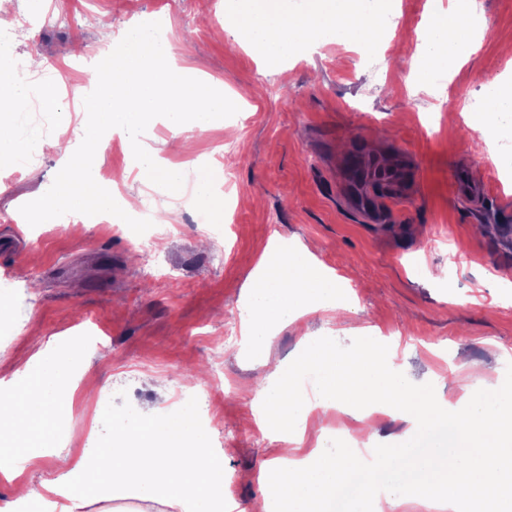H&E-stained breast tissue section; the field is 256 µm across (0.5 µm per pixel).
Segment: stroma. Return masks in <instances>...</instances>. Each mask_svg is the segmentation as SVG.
<instances>
[{"label": "stroma", "mask_w": 512, "mask_h": 512, "mask_svg": "<svg viewBox=\"0 0 512 512\" xmlns=\"http://www.w3.org/2000/svg\"><path fill=\"white\" fill-rule=\"evenodd\" d=\"M224 2L0 0L1 9L35 20L13 52L57 63L31 81L29 106L10 130L32 145L27 168L11 180L9 164H0V294L11 304L0 320V377L48 343L80 336L96 379L91 392L76 391L54 455L27 470L28 480L51 477L58 456L77 458L111 442L112 419L100 413L99 396L126 412L161 408L148 377L191 392L192 374L217 366L223 395L209 426L225 439L226 495L242 508L259 498L261 486L241 476L279 453L258 425L256 391L270 369L241 345L225 346L224 336L240 327L244 285L277 238L315 244L317 260L344 281L351 310L341 322L318 312L281 327L272 363L289 362L304 336H331L345 348L370 328L397 341L396 363L417 389L449 386L459 369L492 383L512 378V172L493 129L479 130L462 111L470 101L484 107L487 84L512 80V54L502 50L512 42V0H476L473 22L486 29L441 88L404 62L422 41L431 7L448 0H380L391 26L379 44H327L275 69L225 33ZM50 9L66 23L44 26L40 17ZM144 18L170 24L177 73L223 87L232 106L223 124L181 133V149L169 157L187 171L202 159L223 168L215 187L224 197L223 237L202 232L183 197L140 180L125 135L103 146L96 162L116 176L123 196L180 207L181 223L159 239L157 253L80 212L72 224L21 221L29 201L55 187L62 157L42 147L56 143L70 113L82 112L72 88L90 83L99 47ZM46 77L62 85L50 111L37 94ZM72 129L84 139V123ZM357 144L414 161L408 198L378 200L373 222L341 188L343 159ZM459 171L483 199L457 195Z\"/></svg>", "instance_id": "35a3bbf8"}]
</instances>
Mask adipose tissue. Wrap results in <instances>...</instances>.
Listing matches in <instances>:
<instances>
[{"mask_svg":"<svg viewBox=\"0 0 512 512\" xmlns=\"http://www.w3.org/2000/svg\"><path fill=\"white\" fill-rule=\"evenodd\" d=\"M471 0H449L427 32L428 60L454 71L471 45ZM383 27L369 0H306L289 9L285 0H239L224 15V29L242 47L258 50L276 66L305 42L366 45ZM166 31L129 30L119 56L99 53L98 96L84 118L86 139L97 144L104 129L141 130L164 116L173 136L138 151L143 182L175 191L185 175L160 153L174 149L186 128L206 131L225 110L211 84L174 76L167 67ZM51 199L33 200L31 215L55 209L90 216L134 211L133 199L115 200L97 179L92 153H66ZM245 304L248 353L266 360L279 326L304 315L339 309L341 282L308 247L275 246L256 262ZM73 344L46 347L0 378V479L13 494L0 512H86L105 502L158 503L173 512H224V454L190 414L163 419L155 408L136 419L112 416V441L77 459L59 458L56 477L32 484L26 467L49 456L68 409L70 378L81 360ZM461 403L434 392H417L390 363V352L372 330H363L346 352L331 337H304L288 364L277 365L260 395V428L272 439L302 443L315 409L337 410L356 423L354 437L337 453L265 461L256 479L264 490L250 512H334L344 486L358 487L354 512H395L421 500L438 512H512V386H489L478 376L459 381ZM407 415L409 430L385 456L365 455L356 438L371 426L373 411Z\"/></svg>","mask_w":512,"mask_h":512,"instance_id":"adipose-tissue-1","label":"adipose tissue"}]
</instances>
